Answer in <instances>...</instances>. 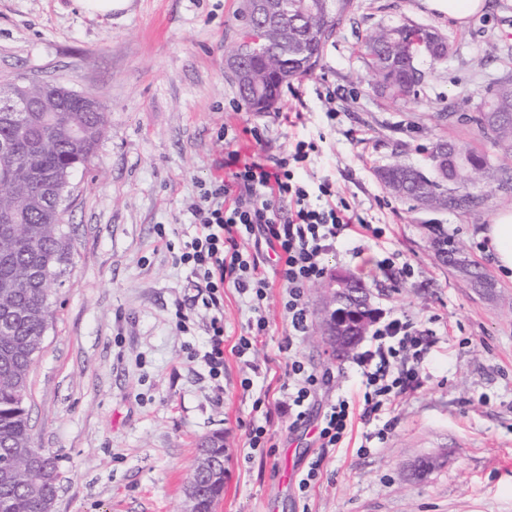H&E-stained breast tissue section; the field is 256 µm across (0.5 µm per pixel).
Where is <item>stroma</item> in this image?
I'll use <instances>...</instances> for the list:
<instances>
[{"mask_svg": "<svg viewBox=\"0 0 512 512\" xmlns=\"http://www.w3.org/2000/svg\"><path fill=\"white\" fill-rule=\"evenodd\" d=\"M242 0H129L123 17L91 16L73 0H0V86L67 82L104 108L95 155L73 172L64 216L72 265L52 297L49 325L30 374L35 445L57 459L55 512H181L201 441L221 435L224 494L213 512H512V280L476 239L496 211L512 206V152L480 139L460 114L476 113L487 89L512 72V0L459 28L428 0H354L349 17L308 76L284 86L276 109L255 112L238 94L224 55L243 25ZM409 23L447 36L448 55L417 59L425 80L404 101L377 98L360 51L379 29ZM297 114L296 123L288 115ZM256 125L261 146L242 155L277 159L297 141L319 151L299 177H329L380 239L340 240L324 259L373 292L378 323L406 317L434 331L420 366L423 388L396 402L385 440L361 449L360 435L329 452L308 495L298 483L317 455L314 431L271 412L275 447L251 458L245 430L254 392L240 382H286L288 334L280 288L265 301L270 326L253 356H224L215 385L196 360L210 312L194 302V280L172 255L194 235L190 206L200 184L224 173L223 133ZM470 143L490 174L474 206L420 209L391 193L382 168L402 160L430 171L433 143ZM448 232L451 261L429 247ZM410 264L399 280L378 263ZM305 361L330 370L310 415L319 419L357 378L318 339L321 290H308ZM189 312L188 332L175 327Z\"/></svg>", "mask_w": 512, "mask_h": 512, "instance_id": "1", "label": "stroma"}]
</instances>
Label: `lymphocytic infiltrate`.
I'll return each instance as SVG.
<instances>
[{
  "instance_id": "lymphocytic-infiltrate-1",
  "label": "lymphocytic infiltrate",
  "mask_w": 512,
  "mask_h": 512,
  "mask_svg": "<svg viewBox=\"0 0 512 512\" xmlns=\"http://www.w3.org/2000/svg\"><path fill=\"white\" fill-rule=\"evenodd\" d=\"M313 143L297 142L293 153L272 163L260 156L242 157L239 150L224 154V176L202 184L191 210L196 234L175 262L190 267L203 305L210 310L209 349L202 362L212 378L224 374V288L233 286L250 311L247 332L234 346L238 357L254 353L266 334L264 302L273 286L282 290V310L288 334L281 345L287 353L288 400L283 405L291 426L308 418L317 390L330 384V372H320L303 360L298 346L308 332L307 293L327 275L323 258L340 238H379L381 228L367 224L337 197L330 180L315 184L298 181L294 164L304 162ZM253 235L275 255L272 272L242 242ZM436 342L432 332L419 329L410 319L395 318L378 327L366 348L354 359L361 396L352 401L338 394L323 413L317 428L321 450L340 447L355 421L383 419L384 429L394 422L389 415L404 394L423 387L416 364Z\"/></svg>"
}]
</instances>
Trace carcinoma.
<instances>
[{
  "instance_id": "carcinoma-1",
  "label": "carcinoma",
  "mask_w": 512,
  "mask_h": 512,
  "mask_svg": "<svg viewBox=\"0 0 512 512\" xmlns=\"http://www.w3.org/2000/svg\"><path fill=\"white\" fill-rule=\"evenodd\" d=\"M353 0H291L283 37L290 54L271 56L274 66H288V76L299 78L314 72L326 42L344 21ZM426 29L400 25L383 28L366 38L361 49L376 76V83L389 88L381 96L400 100L418 94L423 76L407 85L403 66L388 67L387 48L414 36L421 41ZM280 90L264 73L256 87L239 86L245 104L256 96L255 88ZM54 93L25 83L0 89V106L11 102L27 104L18 115L0 112V256L8 268L0 270V313L7 312V326L0 328V458L30 447L29 410L26 397L29 375L36 355L27 347L37 343L54 317L45 300L51 285L34 277V271L56 281L70 262L71 238L62 230L63 210L52 195L64 198L72 172L95 153L104 133L107 115L101 105L88 112L81 100L72 98L60 112L49 118L35 108L51 102ZM509 99V91L498 86L489 90L478 110L468 117L484 138L512 149V116L494 111ZM425 194L430 206L455 207L457 193L435 178L415 169L405 179V197ZM14 504L13 512H40L32 497L23 468L14 477H0V503Z\"/></svg>"
}]
</instances>
